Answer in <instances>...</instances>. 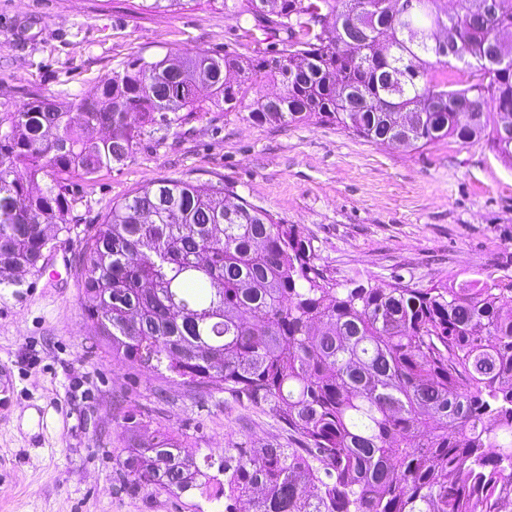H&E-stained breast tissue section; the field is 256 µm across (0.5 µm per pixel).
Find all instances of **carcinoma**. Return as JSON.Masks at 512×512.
I'll use <instances>...</instances> for the list:
<instances>
[{
    "label": "carcinoma",
    "mask_w": 512,
    "mask_h": 512,
    "mask_svg": "<svg viewBox=\"0 0 512 512\" xmlns=\"http://www.w3.org/2000/svg\"><path fill=\"white\" fill-rule=\"evenodd\" d=\"M223 0L273 54L137 57L92 98L33 93L0 114V282L69 230L68 187L129 159L183 112L326 122L417 150L484 137L512 167V0ZM280 82L275 98L251 97ZM209 90L205 99L200 89ZM222 183L167 180L108 206L82 285L112 354L263 405L295 447L182 462L160 432L127 449L135 487L247 496L251 512H500L512 491V279L353 288L326 278L294 224Z\"/></svg>",
    "instance_id": "1"
}]
</instances>
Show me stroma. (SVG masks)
<instances>
[{"instance_id": "1", "label": "stroma", "mask_w": 512, "mask_h": 512, "mask_svg": "<svg viewBox=\"0 0 512 512\" xmlns=\"http://www.w3.org/2000/svg\"><path fill=\"white\" fill-rule=\"evenodd\" d=\"M277 43L256 28L240 38L220 0L176 11L147 0H0V113L35 90L85 97L142 55L231 44L249 55ZM171 179L224 183L297 225L341 284L512 278V168L486 140L412 150L330 123L279 128L233 112L145 133L124 164L75 188L70 229L54 233L45 263L0 283V512H223L196 493L132 487L127 448L162 430L196 460L287 443L267 407L114 358L85 315L79 256L90 227L109 204Z\"/></svg>"}]
</instances>
